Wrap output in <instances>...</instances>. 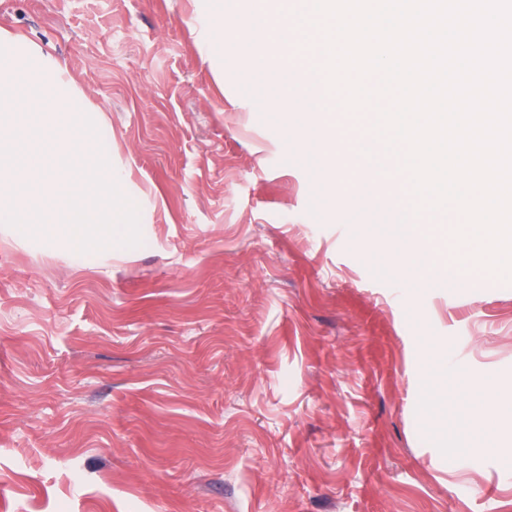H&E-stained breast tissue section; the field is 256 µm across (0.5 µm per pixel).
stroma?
Returning <instances> with one entry per match:
<instances>
[{
    "instance_id": "1",
    "label": "stroma",
    "mask_w": 512,
    "mask_h": 512,
    "mask_svg": "<svg viewBox=\"0 0 512 512\" xmlns=\"http://www.w3.org/2000/svg\"><path fill=\"white\" fill-rule=\"evenodd\" d=\"M208 11L0 0L110 131L142 235L77 253L0 224V512H512V462L465 432L473 383L512 385V286L449 273L444 212L438 288L410 241L354 235L381 183L324 113L247 105L257 60L210 54ZM311 139L335 143L320 185Z\"/></svg>"
}]
</instances>
